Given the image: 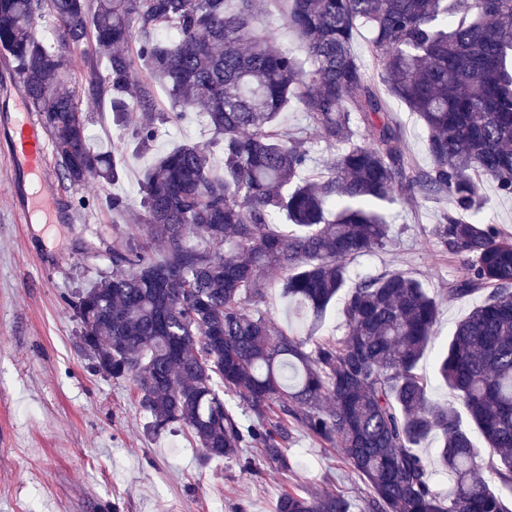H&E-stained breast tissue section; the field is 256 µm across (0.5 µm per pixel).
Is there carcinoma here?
Here are the masks:
<instances>
[{"label":"carcinoma","instance_id":"1","mask_svg":"<svg viewBox=\"0 0 512 512\" xmlns=\"http://www.w3.org/2000/svg\"><path fill=\"white\" fill-rule=\"evenodd\" d=\"M46 17L51 36L39 38ZM261 18L258 0H0V51L17 64L62 182L114 184L123 173L93 148L68 88L65 49L90 38L105 69L90 67L87 95L108 99L134 151L158 139V89L178 118L214 135L157 159L141 184L146 241L113 243L112 275L64 297L84 352L99 374L133 381L152 430L185 427L205 461L248 471L247 449L259 445L288 469L285 448L302 431L341 444L366 485L364 512H512L502 494L512 492V234L477 219L484 182L512 196V0H291L303 59L258 34ZM360 28L372 35L367 64L351 52ZM387 94L422 122L429 167L406 155ZM290 107L334 152L317 180L305 175L313 150L278 124ZM416 196L453 203L434 228L466 267L448 297L486 290L438 362L462 412L416 372L436 296L403 272L354 279L349 269L388 245L385 210ZM97 202L126 207L115 194ZM272 224L288 225V238ZM198 231L213 248L192 244ZM268 271L303 331L278 329L261 310ZM341 295L345 336L313 342ZM431 436L452 476L446 497L419 454ZM350 508L328 489H290L276 503Z\"/></svg>","mask_w":512,"mask_h":512}]
</instances>
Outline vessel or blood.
Instances as JSON below:
<instances>
[{
    "label": "vessel or blood",
    "mask_w": 512,
    "mask_h": 512,
    "mask_svg": "<svg viewBox=\"0 0 512 512\" xmlns=\"http://www.w3.org/2000/svg\"><path fill=\"white\" fill-rule=\"evenodd\" d=\"M0 124L7 129L8 163L13 176L22 178L24 196L13 199L14 211L25 224H55L60 220L54 194L42 191L47 182L45 159L48 153V135L34 118L26 103H17L11 113L0 116Z\"/></svg>",
    "instance_id": "obj_1"
}]
</instances>
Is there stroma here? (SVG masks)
Returning <instances> with one entry per match:
<instances>
[{
    "instance_id": "35a3bbf8",
    "label": "stroma",
    "mask_w": 512,
    "mask_h": 512,
    "mask_svg": "<svg viewBox=\"0 0 512 512\" xmlns=\"http://www.w3.org/2000/svg\"><path fill=\"white\" fill-rule=\"evenodd\" d=\"M94 56L90 40L69 50L72 88L88 115L93 145L114 148L124 169L123 179L103 191L126 197L127 212L86 204L89 188L62 183L51 156L47 172L70 218L24 226L11 210L10 166L0 157V512H275L279 495L296 484L342 491L351 512H361L364 484L342 463L338 444L296 433L286 451L288 471L267 465L257 448L247 451L255 462L251 471L228 459L201 462L185 428L152 433L133 384L101 377L80 351L79 324L63 295L111 274L112 242L127 236L142 210L145 170L177 145L212 137L203 124L179 121L162 100L158 110L167 122L153 148L138 156L121 147L107 103L84 93ZM388 105L408 156L428 167L426 133L416 115L397 99ZM450 208L445 198L402 201L391 211L390 244L350 265L355 276L400 270L437 294V332L418 372L429 394L447 403L454 397L438 376L437 356L456 323L482 300L476 293L452 301L444 293L466 273L432 234Z\"/></svg>"
}]
</instances>
